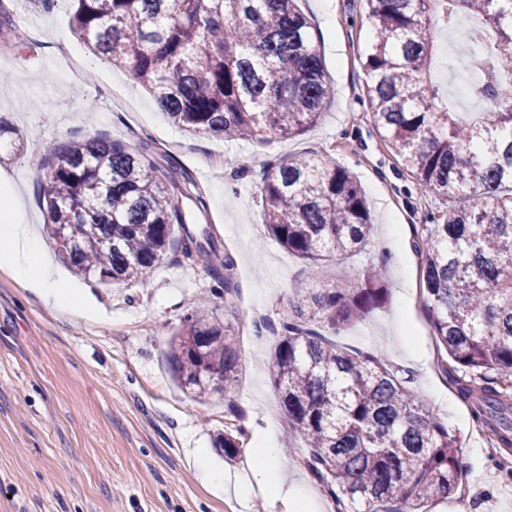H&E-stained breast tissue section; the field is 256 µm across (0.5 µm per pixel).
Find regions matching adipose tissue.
<instances>
[{
	"mask_svg": "<svg viewBox=\"0 0 512 512\" xmlns=\"http://www.w3.org/2000/svg\"><path fill=\"white\" fill-rule=\"evenodd\" d=\"M9 271L42 303L65 314L92 317L90 288L66 287L62 275L47 258L33 228L23 220V203L9 183L0 184V269ZM258 476L276 498L288 501L292 512H318L317 502L289 483L282 451L272 443L255 449Z\"/></svg>",
	"mask_w": 512,
	"mask_h": 512,
	"instance_id": "ef3b65f1",
	"label": "adipose tissue"
}]
</instances>
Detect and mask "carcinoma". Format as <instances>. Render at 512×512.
I'll return each instance as SVG.
<instances>
[{
	"mask_svg": "<svg viewBox=\"0 0 512 512\" xmlns=\"http://www.w3.org/2000/svg\"><path fill=\"white\" fill-rule=\"evenodd\" d=\"M371 36L362 66L377 131L424 194L442 201L422 225L423 292L433 337L453 365L443 368L489 440L512 448V0H366ZM475 16L458 39L493 32L483 62L476 119L448 109L430 73L432 32ZM80 40L126 66L165 113L188 132L266 142L299 135L320 117L332 89L312 24L298 0H75ZM145 140L127 145L87 137L37 165L43 201L63 258L107 285L144 281L163 256L204 264L235 288L236 262L206 227L208 203L182 169L156 178ZM264 224L288 253L313 262V287L282 319L272 381L289 425L310 453L337 512H418L452 496L464 477L459 440L384 356L347 351L318 330L337 329L380 306L386 288L372 268L363 284H321L316 263L350 256L368 241L372 217L352 171L307 152L270 166L261 187ZM171 370L194 393L233 394L237 340L204 304L190 306L173 334ZM224 376L214 386L202 370ZM224 456L241 451L230 433Z\"/></svg>",
	"mask_w": 512,
	"mask_h": 512,
	"instance_id": "obj_1",
	"label": "carcinoma"
}]
</instances>
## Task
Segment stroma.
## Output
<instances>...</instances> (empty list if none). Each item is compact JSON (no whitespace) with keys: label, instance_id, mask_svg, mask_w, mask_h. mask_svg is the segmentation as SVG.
Here are the masks:
<instances>
[{"label":"stroma","instance_id":"obj_1","mask_svg":"<svg viewBox=\"0 0 512 512\" xmlns=\"http://www.w3.org/2000/svg\"><path fill=\"white\" fill-rule=\"evenodd\" d=\"M23 31V46L0 33V182L25 204L24 219L49 246L47 214L31 157L86 135L133 144L154 142L165 164L189 170L210 209L214 238L234 256V291L216 293L201 265L164 256L147 280L108 288L93 284L102 319L59 313L34 299L0 270V512H290L258 485L254 448L267 438L291 445L288 477L332 499L306 466L308 448L279 413L269 372L281 320L306 285L307 260L288 254L267 234L260 200L262 174L306 151L336 159L360 181L373 219L357 255L322 264L323 281L360 285L382 265L384 304L340 329L345 349L384 355L462 444L464 479L453 498L428 512H512V462L491 454L468 408L439 368L422 293L420 228L440 203L421 194L413 175L374 126L361 58L368 41L365 0H302L325 56L332 85L316 123L297 136L266 143L193 135L163 114L127 68L95 55L74 33L72 0L42 8L38 0H0ZM398 237L402 255L388 254ZM235 336L241 356L232 400L180 390L169 363L173 330L199 296ZM414 332L405 345L401 323ZM241 453L225 458L218 433H236ZM209 449L230 488L214 495L198 478L191 451ZM253 485L249 499L233 484Z\"/></svg>","mask_w":512,"mask_h":512}]
</instances>
